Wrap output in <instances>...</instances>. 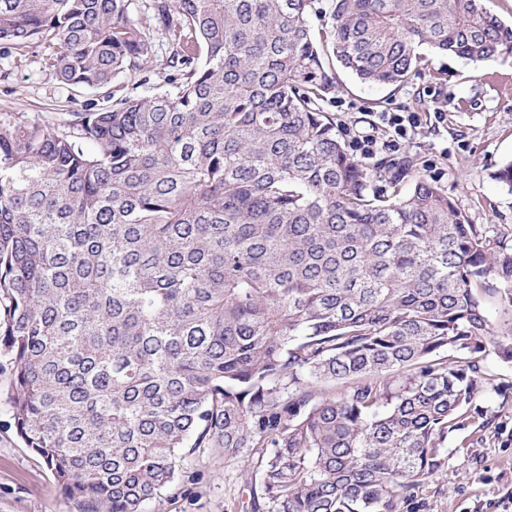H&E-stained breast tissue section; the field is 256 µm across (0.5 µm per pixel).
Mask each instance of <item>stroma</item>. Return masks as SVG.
Instances as JSON below:
<instances>
[{"label": "stroma", "mask_w": 512, "mask_h": 512, "mask_svg": "<svg viewBox=\"0 0 512 512\" xmlns=\"http://www.w3.org/2000/svg\"><path fill=\"white\" fill-rule=\"evenodd\" d=\"M46 46L0 51V113L64 118L87 101L149 93L136 78L86 90L61 82L46 64ZM427 68L400 86L369 85L336 68V87L321 103L346 143L371 133L385 112H415L421 124L405 146L376 145L369 164L412 161L420 175L454 199L470 223L491 226L512 242V195L493 174L512 160V57L485 67L451 54L427 52ZM489 382L476 396L488 425L474 446L464 431L449 433L444 472L417 490L411 512H497L512 497V362L489 355ZM12 363L0 355V512H78L45 461L26 448L11 416ZM178 496L162 493L144 512H247L249 477L241 458L199 450L181 459Z\"/></svg>", "instance_id": "stroma-1"}]
</instances>
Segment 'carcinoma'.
Segmentation results:
<instances>
[{"label": "carcinoma", "mask_w": 512, "mask_h": 512, "mask_svg": "<svg viewBox=\"0 0 512 512\" xmlns=\"http://www.w3.org/2000/svg\"><path fill=\"white\" fill-rule=\"evenodd\" d=\"M131 2L0 0V43L47 39L61 80L101 88L154 62ZM320 2L145 0L155 92L0 113L13 420L79 512H142L198 448L244 454L269 512H402L487 352L512 361L481 301L512 306V245L409 163L376 193L383 165L320 106L334 61L399 85L424 47L512 56V25L481 0Z\"/></svg>", "instance_id": "1"}]
</instances>
